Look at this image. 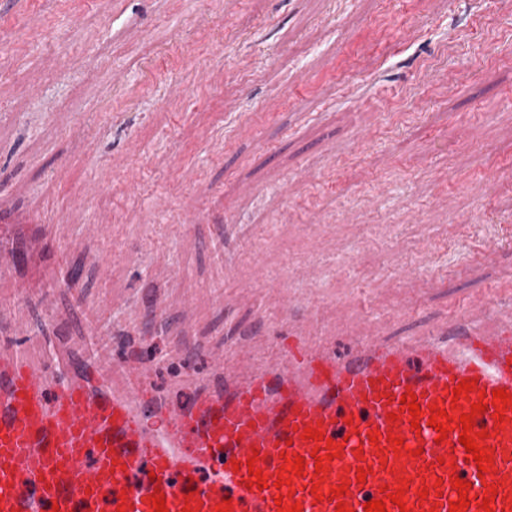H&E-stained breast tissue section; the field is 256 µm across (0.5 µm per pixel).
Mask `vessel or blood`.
I'll list each match as a JSON object with an SVG mask.
<instances>
[{
  "instance_id": "1",
  "label": "vessel or blood",
  "mask_w": 512,
  "mask_h": 512,
  "mask_svg": "<svg viewBox=\"0 0 512 512\" xmlns=\"http://www.w3.org/2000/svg\"><path fill=\"white\" fill-rule=\"evenodd\" d=\"M12 229L0 225V278L22 299ZM214 364L175 404L52 324L0 336V512H155L160 494L167 512H365L371 500L449 512L459 478L470 484L462 512H512V315L491 333L462 323L447 338L368 336L343 357L298 336L261 368L229 351ZM499 389L507 405L493 400ZM410 394L415 418L401 402ZM476 402L486 412L472 413ZM436 408L443 440L428 424ZM470 413L483 468L459 441Z\"/></svg>"
}]
</instances>
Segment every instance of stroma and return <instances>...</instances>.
Masks as SVG:
<instances>
[{
    "instance_id": "35a3bbf8",
    "label": "stroma",
    "mask_w": 512,
    "mask_h": 512,
    "mask_svg": "<svg viewBox=\"0 0 512 512\" xmlns=\"http://www.w3.org/2000/svg\"><path fill=\"white\" fill-rule=\"evenodd\" d=\"M18 214L51 248L20 257L10 320L111 326L100 357L151 359L176 403L225 335L264 357L289 297L293 331L339 356L493 329L512 0H0V218ZM57 249L77 287H56Z\"/></svg>"
}]
</instances>
